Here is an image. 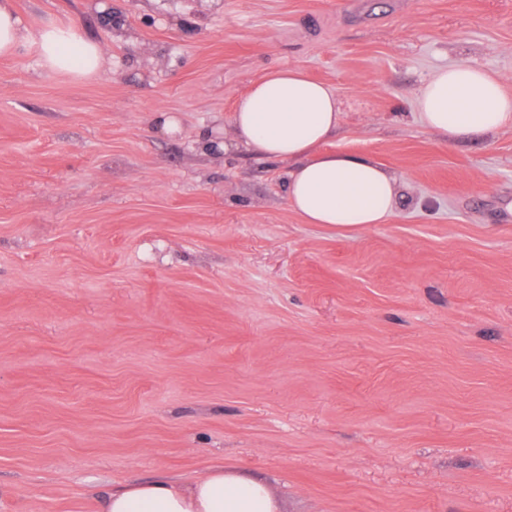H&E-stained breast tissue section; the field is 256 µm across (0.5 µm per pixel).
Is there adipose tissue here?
<instances>
[{
    "label": "adipose tissue",
    "mask_w": 512,
    "mask_h": 512,
    "mask_svg": "<svg viewBox=\"0 0 512 512\" xmlns=\"http://www.w3.org/2000/svg\"><path fill=\"white\" fill-rule=\"evenodd\" d=\"M33 53L49 74L99 75L107 59L99 44L80 39L75 25L28 28L0 0V56ZM418 122L448 140L512 125V95L497 73L473 65L434 70L414 98ZM341 123L335 91L296 69L267 73L232 114V143L268 160L294 161L287 199L305 223L358 227L395 214V176L378 161L327 145ZM101 512H278L268 486L238 468L215 466L200 478L153 480L115 488Z\"/></svg>",
    "instance_id": "obj_1"
}]
</instances>
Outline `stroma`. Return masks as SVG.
<instances>
[{"mask_svg":"<svg viewBox=\"0 0 512 512\" xmlns=\"http://www.w3.org/2000/svg\"><path fill=\"white\" fill-rule=\"evenodd\" d=\"M14 4L110 66L0 58V512L219 463L282 512H512V126L413 115L441 66L512 94V0ZM279 67L402 181L389 223H304L291 161L218 150Z\"/></svg>","mask_w":512,"mask_h":512,"instance_id":"35a3bbf8","label":"stroma"}]
</instances>
